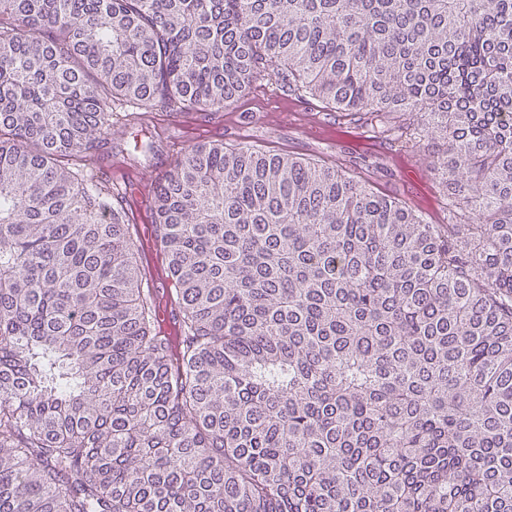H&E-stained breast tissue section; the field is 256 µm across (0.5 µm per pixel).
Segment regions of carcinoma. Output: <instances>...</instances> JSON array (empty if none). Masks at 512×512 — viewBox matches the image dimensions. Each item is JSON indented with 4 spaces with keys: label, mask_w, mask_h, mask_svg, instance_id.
<instances>
[{
    "label": "carcinoma",
    "mask_w": 512,
    "mask_h": 512,
    "mask_svg": "<svg viewBox=\"0 0 512 512\" xmlns=\"http://www.w3.org/2000/svg\"><path fill=\"white\" fill-rule=\"evenodd\" d=\"M273 76L442 127L470 223L197 146L150 204L175 356L88 169L115 102ZM0 512H512V0H0Z\"/></svg>",
    "instance_id": "obj_1"
}]
</instances>
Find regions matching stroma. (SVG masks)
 I'll return each mask as SVG.
<instances>
[{
    "label": "stroma",
    "mask_w": 512,
    "mask_h": 512,
    "mask_svg": "<svg viewBox=\"0 0 512 512\" xmlns=\"http://www.w3.org/2000/svg\"><path fill=\"white\" fill-rule=\"evenodd\" d=\"M409 122L416 141L410 153L400 151L393 141L369 137L356 122L340 140L336 137L342 123L339 112L323 107L309 93L291 96L270 81L252 97L241 98L217 114L175 118L165 109L147 113L143 127L156 143L151 153L136 150L124 129H115L110 144L102 148L97 173L115 183H140L139 193L123 198V207L136 226L149 225L152 190L171 161L212 140L223 141L228 148L249 145L323 160L368 181L374 191L401 200L412 202L431 195L445 202L446 185L432 170L433 161L443 154L442 136L425 128L418 115H411Z\"/></svg>",
    "instance_id": "obj_1"
}]
</instances>
